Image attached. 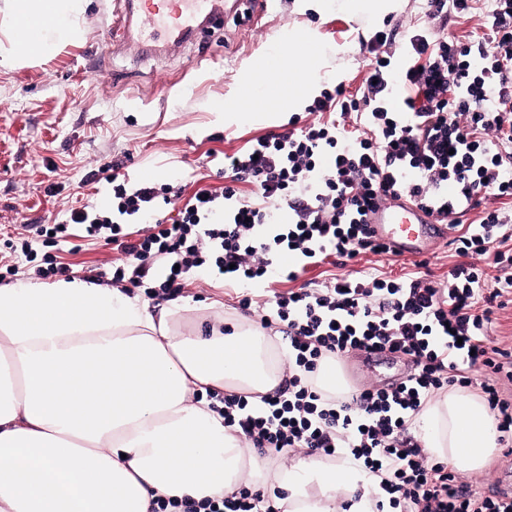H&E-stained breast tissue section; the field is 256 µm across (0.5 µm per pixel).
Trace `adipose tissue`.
Masks as SVG:
<instances>
[{
  "label": "adipose tissue",
  "instance_id": "ef3b65f1",
  "mask_svg": "<svg viewBox=\"0 0 512 512\" xmlns=\"http://www.w3.org/2000/svg\"><path fill=\"white\" fill-rule=\"evenodd\" d=\"M85 0H0V60L42 61L73 41ZM384 22L401 0H297ZM289 109L314 96L319 67L283 57ZM182 305L152 312L119 288L80 279L0 286V512H151L153 501L222 500L278 490V512H378L382 496L350 451L269 470L245 451L206 394L261 397L286 370L275 336L184 334ZM413 427L432 457L481 470L498 446L493 413L449 389Z\"/></svg>",
  "mask_w": 512,
  "mask_h": 512
}]
</instances>
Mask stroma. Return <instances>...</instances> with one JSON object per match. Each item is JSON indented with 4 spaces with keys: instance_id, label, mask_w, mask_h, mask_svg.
<instances>
[{
    "instance_id": "35a3bbf8",
    "label": "stroma",
    "mask_w": 512,
    "mask_h": 512,
    "mask_svg": "<svg viewBox=\"0 0 512 512\" xmlns=\"http://www.w3.org/2000/svg\"><path fill=\"white\" fill-rule=\"evenodd\" d=\"M117 0H87L78 38L40 63L0 66V286L22 279L49 282L44 254L69 265V275L111 285L122 257L114 246L71 236L48 247L30 239L29 225L65 220L70 208L90 202L111 211L115 184L140 183L153 170L156 187L179 189L159 215L177 218L198 189L222 192L224 158L251 140L288 131V122L224 121L225 102L247 81L251 58L296 28L315 30L325 48L321 88L343 82L356 91L366 76L370 38L392 34L402 51L410 31L426 20L425 0H404L384 23L329 12L302 14L295 0H276L268 14L244 13L175 49L138 51L132 38L116 35ZM31 253H23V242ZM373 267L389 275L413 268L412 259L364 254L359 265L322 263L305 280L348 277ZM240 287L209 266L193 270L180 301L189 302L179 329L195 333L227 316H240ZM343 369L355 390L383 387L389 374L407 367H377L360 351L346 354Z\"/></svg>"
}]
</instances>
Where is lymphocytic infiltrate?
I'll use <instances>...</instances> for the list:
<instances>
[{
	"instance_id": "lymphocytic-infiltrate-1",
	"label": "lymphocytic infiltrate",
	"mask_w": 512,
	"mask_h": 512,
	"mask_svg": "<svg viewBox=\"0 0 512 512\" xmlns=\"http://www.w3.org/2000/svg\"><path fill=\"white\" fill-rule=\"evenodd\" d=\"M472 0H428L427 20L411 33L400 60L382 52L392 39H370L367 75L356 93L323 90L308 105L320 120L253 139L225 157L221 194L197 190L180 219H158L157 188L139 183L115 192L111 213L84 205L66 223L29 228L33 238H65L71 226L123 254L113 284L162 299L178 295L193 269L213 260L225 281L294 282L336 255L350 260L388 253L367 233L366 215L385 197L417 198L445 215L477 211L457 224L447 285L404 273L372 271L319 287L275 294L260 325L281 329L290 368L264 396L265 415L248 412L242 394L225 395L218 413L260 453L337 457L350 450L379 480L396 512H512V497L477 492L447 461L432 459L411 422L432 393L459 386L497 413L499 441L512 443V351L484 343L492 307L512 294V0H492L482 32L468 40L445 33L449 17ZM251 182L242 198L236 181ZM140 221L136 231L114 215ZM493 253L505 272L488 280L477 257ZM295 257L282 268L279 254ZM352 350H386L414 365L393 389H366L346 400L314 385L319 363ZM184 512H277L263 495L242 491Z\"/></svg>"
}]
</instances>
